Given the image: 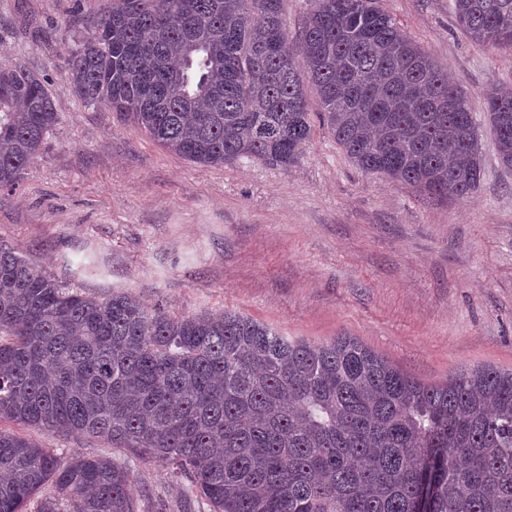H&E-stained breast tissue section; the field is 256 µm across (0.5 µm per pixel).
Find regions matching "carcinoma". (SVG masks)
Segmentation results:
<instances>
[{
    "mask_svg": "<svg viewBox=\"0 0 512 512\" xmlns=\"http://www.w3.org/2000/svg\"><path fill=\"white\" fill-rule=\"evenodd\" d=\"M104 0L67 46L75 94L197 164L297 161L318 117L359 169L468 199L484 160L472 97L375 0ZM473 41L512 50V0H451ZM512 171V90L483 95ZM59 119L42 81L0 65V189ZM107 441L191 477L210 512H512V370L429 385L351 336L311 343L247 316L175 317L105 299L0 244V421ZM0 512H144L132 469L64 461L0 429ZM310 2L307 0H288V40L295 43L306 19Z\"/></svg>",
    "mask_w": 512,
    "mask_h": 512,
    "instance_id": "carcinoma-1",
    "label": "carcinoma"
}]
</instances>
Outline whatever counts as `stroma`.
Listing matches in <instances>:
<instances>
[{
  "label": "stroma",
  "mask_w": 512,
  "mask_h": 512,
  "mask_svg": "<svg viewBox=\"0 0 512 512\" xmlns=\"http://www.w3.org/2000/svg\"><path fill=\"white\" fill-rule=\"evenodd\" d=\"M469 90L512 87V51L478 44L450 0H377ZM103 0H0V64L41 77L60 115L35 161L0 189V244L82 292L135 296L174 316L233 310L318 343L345 334L426 384L478 365L512 369V172L491 133L467 200L440 202L363 172L326 127L298 160L202 166L129 117L89 107L65 69V38ZM63 457L130 463L135 495L179 512L190 486L166 464L78 436L31 431Z\"/></svg>",
  "instance_id": "1"
}]
</instances>
